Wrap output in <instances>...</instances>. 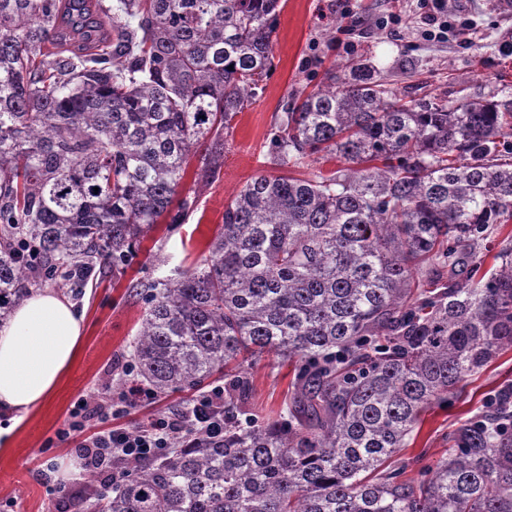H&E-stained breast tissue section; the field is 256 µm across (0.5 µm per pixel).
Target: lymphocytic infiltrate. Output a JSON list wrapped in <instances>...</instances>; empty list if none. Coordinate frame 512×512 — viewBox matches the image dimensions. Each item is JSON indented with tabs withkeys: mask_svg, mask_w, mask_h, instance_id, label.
<instances>
[{
	"mask_svg": "<svg viewBox=\"0 0 512 512\" xmlns=\"http://www.w3.org/2000/svg\"><path fill=\"white\" fill-rule=\"evenodd\" d=\"M140 393V385L134 383L125 396L117 399L112 397L106 386L80 398L70 410L65 427L58 431V440L76 444L79 459L86 470H111L113 480L117 481L121 479L122 472L110 469L109 463L113 459L137 463L150 459L162 449L185 446L187 441L198 435L223 437L224 391L219 387L198 399L187 413L156 418L147 427L135 431L109 429L88 432L90 419L123 411L129 399Z\"/></svg>",
	"mask_w": 512,
	"mask_h": 512,
	"instance_id": "obj_1",
	"label": "lymphocytic infiltrate"
}]
</instances>
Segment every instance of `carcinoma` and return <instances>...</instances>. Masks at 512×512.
<instances>
[{"label":"carcinoma","mask_w":512,"mask_h":512,"mask_svg":"<svg viewBox=\"0 0 512 512\" xmlns=\"http://www.w3.org/2000/svg\"><path fill=\"white\" fill-rule=\"evenodd\" d=\"M280 0H0V321L28 286L124 275L155 225L181 224L224 131L264 91ZM56 51L45 52L46 44ZM512 95L406 101L367 67L284 115L281 166L224 207L199 264L139 283L137 375L194 388L264 354L295 363L287 420L196 437L124 466L93 512H512L499 409L418 478L387 461L422 411L512 348Z\"/></svg>","instance_id":"carcinoma-1"}]
</instances>
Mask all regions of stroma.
<instances>
[{
	"mask_svg": "<svg viewBox=\"0 0 512 512\" xmlns=\"http://www.w3.org/2000/svg\"><path fill=\"white\" fill-rule=\"evenodd\" d=\"M449 15L473 19L470 39H440L423 23L425 0H282L273 35L274 69L260 98L241 112L224 137V166L212 183L186 175L180 195L195 203L184 224H161L145 236L142 248L123 276H98L80 290L63 294L84 316L75 360L52 397L21 414L0 412V512H56L54 488L64 485L75 501L68 512H87L94 493L110 484L88 477L74 445L58 442L57 431L74 403L102 385L113 394L129 382L121 366L131 359L144 303L131 282L176 277L206 253L224 222V207L246 181L260 174H280L271 138L287 99L311 90L330 74L344 75L353 62L374 67L398 96L422 99L438 95L487 98L512 93V13L495 0H445ZM244 376L249 391L239 418L272 420L288 413L298 384L293 364L262 356L244 373L229 370L195 389L143 395L125 412L92 423L93 430H137L161 415L181 413L216 387H230ZM512 389V349L502 351L464 382L449 405L422 413L400 459L408 475L420 463L447 455L450 437L487 410V401Z\"/></svg>",
	"mask_w": 512,
	"mask_h": 512,
	"instance_id": "35a3bbf8",
	"label": "stroma"
}]
</instances>
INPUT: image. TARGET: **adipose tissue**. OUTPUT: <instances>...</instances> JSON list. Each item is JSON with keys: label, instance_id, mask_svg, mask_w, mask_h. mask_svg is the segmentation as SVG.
Masks as SVG:
<instances>
[{"label": "adipose tissue", "instance_id": "1", "mask_svg": "<svg viewBox=\"0 0 512 512\" xmlns=\"http://www.w3.org/2000/svg\"><path fill=\"white\" fill-rule=\"evenodd\" d=\"M83 316L49 289L32 293L0 324V410L27 412L45 403L73 363Z\"/></svg>", "mask_w": 512, "mask_h": 512}]
</instances>
